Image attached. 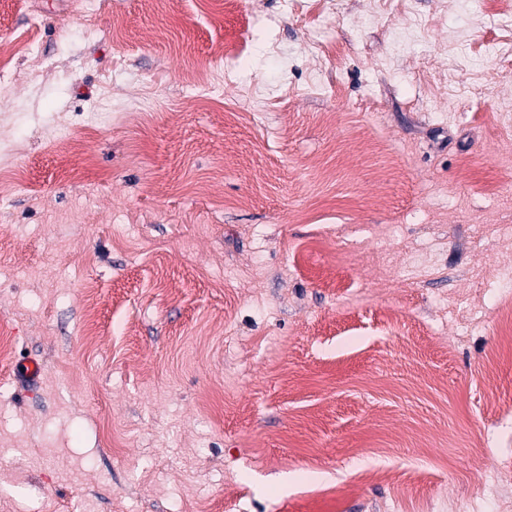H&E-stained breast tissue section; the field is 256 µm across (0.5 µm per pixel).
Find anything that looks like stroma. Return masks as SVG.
I'll return each mask as SVG.
<instances>
[{"instance_id":"1","label":"stroma","mask_w":512,"mask_h":512,"mask_svg":"<svg viewBox=\"0 0 512 512\" xmlns=\"http://www.w3.org/2000/svg\"><path fill=\"white\" fill-rule=\"evenodd\" d=\"M15 41L0 512H512V12L0 0Z\"/></svg>"}]
</instances>
